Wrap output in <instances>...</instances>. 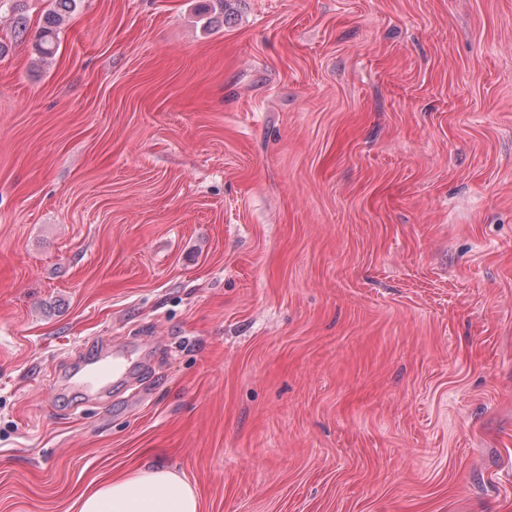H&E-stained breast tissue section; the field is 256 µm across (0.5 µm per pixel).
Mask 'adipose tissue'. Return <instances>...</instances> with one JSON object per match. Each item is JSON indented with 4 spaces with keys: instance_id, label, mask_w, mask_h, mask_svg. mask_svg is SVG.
<instances>
[{
    "instance_id": "1",
    "label": "adipose tissue",
    "mask_w": 512,
    "mask_h": 512,
    "mask_svg": "<svg viewBox=\"0 0 512 512\" xmlns=\"http://www.w3.org/2000/svg\"><path fill=\"white\" fill-rule=\"evenodd\" d=\"M74 506L75 512H200L193 487L161 465L91 485L77 496Z\"/></svg>"
}]
</instances>
